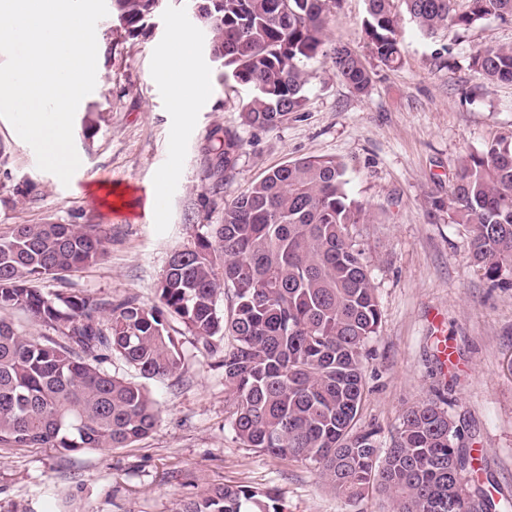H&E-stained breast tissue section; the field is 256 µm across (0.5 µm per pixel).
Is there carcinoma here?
<instances>
[{
  "mask_svg": "<svg viewBox=\"0 0 512 512\" xmlns=\"http://www.w3.org/2000/svg\"><path fill=\"white\" fill-rule=\"evenodd\" d=\"M111 16L139 35L162 0H110ZM198 6L224 74L253 90L246 123L275 128L306 100L309 65L332 59L355 93L372 68L347 44L331 45L337 0H189ZM362 37L372 57L402 64L398 29L408 18L433 37L490 18L512 21V0H366ZM469 66L490 87L512 82V46L485 48ZM448 223L471 233L474 264L492 285L512 263V139L467 153L448 201ZM365 208L347 190L344 165L306 157L275 167L208 224L194 248L174 252L157 288L159 305L105 300L88 290L45 293L39 283L96 264L112 239L95 224H16L0 235V311H19L56 336L22 334L0 320V450L126 448L154 428L144 387L101 368L122 358L145 379L181 365L176 320L204 349L224 340L227 421L238 443L318 466L336 496L355 503L378 489L393 512H484L507 505L466 475L475 458L460 444L444 396L409 408L378 455L376 432L357 427L367 346L382 317L364 251L352 228ZM230 298L224 313V298ZM177 512H287L272 491L218 485Z\"/></svg>",
  "mask_w": 512,
  "mask_h": 512,
  "instance_id": "cac0c4a2",
  "label": "carcinoma"
}]
</instances>
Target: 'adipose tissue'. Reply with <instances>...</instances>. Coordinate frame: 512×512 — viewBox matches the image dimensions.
<instances>
[{
    "instance_id": "obj_1",
    "label": "adipose tissue",
    "mask_w": 512,
    "mask_h": 512,
    "mask_svg": "<svg viewBox=\"0 0 512 512\" xmlns=\"http://www.w3.org/2000/svg\"><path fill=\"white\" fill-rule=\"evenodd\" d=\"M171 30L177 43L178 60L163 58L158 72L161 75H175L174 102L178 111L189 114L195 112L197 103L209 92L208 82L198 69L195 59V40L186 31L180 19H173Z\"/></svg>"
}]
</instances>
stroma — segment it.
Listing matches in <instances>:
<instances>
[{
  "instance_id": "35a3bbf8",
  "label": "stroma",
  "mask_w": 512,
  "mask_h": 512,
  "mask_svg": "<svg viewBox=\"0 0 512 512\" xmlns=\"http://www.w3.org/2000/svg\"><path fill=\"white\" fill-rule=\"evenodd\" d=\"M365 15L366 0H340L330 40L368 55ZM175 16L194 35L209 81L189 117L176 111L169 81L153 74L158 55L173 49ZM97 31L103 49L96 87L75 115L81 166L69 183L40 170L0 118V233L16 224H95L112 238L106 260L44 282V292L76 288L152 307L171 254L194 248L202 225L220 223L225 205L270 168L336 158L350 196L365 206L355 234L382 312L360 427L377 430L388 448L409 407L445 393L464 445L482 455V478L512 497V267L491 286L473 262L470 233L434 208L466 153L512 135V83L485 88L469 66L477 49L512 45V22L450 27L430 40L402 20L401 67L377 66L364 95L336 78L329 58H317L303 109L274 129L246 123L250 89L224 79L183 0H164L137 38L106 18ZM228 134L241 147L227 168ZM169 170L161 209L148 207L156 177ZM30 184L37 193L26 194ZM170 331L182 337L183 361L172 376L143 381L158 411L150 434L126 448L0 450V512H176L216 484L276 490L288 512H390L377 491L354 504L337 498L314 463L241 447L226 421L218 354L178 322ZM442 339L452 362L438 354Z\"/></svg>"
}]
</instances>
